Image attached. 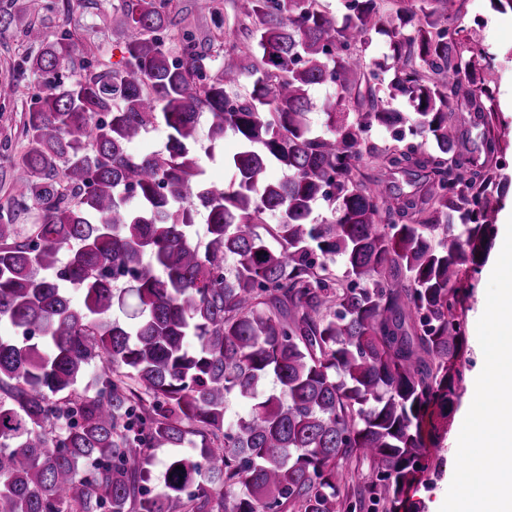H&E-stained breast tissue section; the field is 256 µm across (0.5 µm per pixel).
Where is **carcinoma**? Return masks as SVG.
<instances>
[{"instance_id":"cac0c4a2","label":"carcinoma","mask_w":512,"mask_h":512,"mask_svg":"<svg viewBox=\"0 0 512 512\" xmlns=\"http://www.w3.org/2000/svg\"><path fill=\"white\" fill-rule=\"evenodd\" d=\"M169 3L112 5L123 60L67 84L71 32L24 31L19 68L40 84L0 206V512H411L465 391L458 308L507 182L461 149L466 113L494 115L466 56L478 40L452 0L388 16L350 0L341 21L319 0H243L251 49H205L171 29ZM375 34L388 67L368 56ZM320 84L336 88L323 134L308 121ZM202 112L208 158L228 130L241 142L226 187L203 178ZM156 124L167 151L128 155ZM266 212L282 215L265 228L276 248ZM128 296L132 323L114 315ZM233 397L250 410L229 420ZM159 448L175 452L151 494Z\"/></svg>"}]
</instances>
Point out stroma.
Returning <instances> with one entry per match:
<instances>
[{
	"label": "stroma",
	"mask_w": 512,
	"mask_h": 512,
	"mask_svg": "<svg viewBox=\"0 0 512 512\" xmlns=\"http://www.w3.org/2000/svg\"><path fill=\"white\" fill-rule=\"evenodd\" d=\"M112 0H53V10H46L44 0H0V7L10 6L20 12L21 20L8 30L0 31V81L17 79L14 99L0 102V141L11 139L21 143L22 114L33 93L32 75L15 77L14 68L26 53L29 44L23 30L26 23L39 25L46 37L69 29L77 42V49L69 63L62 68L63 80L79 74L84 60L94 57L116 62L122 57L126 41L123 34L113 31L108 11ZM452 13L460 26L476 31L480 46L487 54L483 59L485 77L494 91L493 107L496 118L492 126L468 124L464 127L463 143L467 149H476L485 131H492L500 140L502 153L498 162L508 178L505 189L499 192V209L512 206V10H497L490 0H454ZM474 288L460 310V319L466 336L462 364L467 380H474L484 365V355L477 338V322L486 305L488 279L484 272L473 275ZM473 392H466L448 411V433L442 449L433 459L431 472L423 484L409 492L421 512H435L436 505L447 495L455 467V446L463 418L472 403Z\"/></svg>",
	"instance_id": "obj_1"
}]
</instances>
